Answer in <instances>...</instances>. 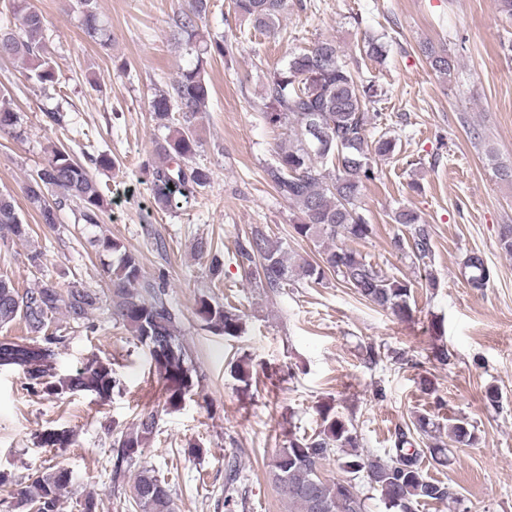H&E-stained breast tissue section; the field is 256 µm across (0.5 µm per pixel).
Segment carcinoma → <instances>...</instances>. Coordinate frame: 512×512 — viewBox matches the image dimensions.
Returning <instances> with one entry per match:
<instances>
[{
  "instance_id": "cac0c4a2",
  "label": "carcinoma",
  "mask_w": 512,
  "mask_h": 512,
  "mask_svg": "<svg viewBox=\"0 0 512 512\" xmlns=\"http://www.w3.org/2000/svg\"><path fill=\"white\" fill-rule=\"evenodd\" d=\"M286 0H232L233 12L256 31H277ZM72 9L80 14L85 37L103 49L111 45L110 30L102 20L97 0H74ZM210 9V0H191L188 8L174 12L173 37L196 54V63L182 68L167 88L151 94L149 112L156 124L169 130L153 141L154 159L142 168L150 184L155 204L171 210L210 186L212 171L196 162L202 148L199 126L212 105L211 87L205 79L203 56H226L232 44L224 37L205 40L200 27ZM430 67L441 77L452 80L456 61L445 49L424 48ZM0 59L22 63L25 80L41 88L59 83L45 18L32 0H8L5 19L0 22ZM382 90L361 78L351 68L334 40H322L311 48L292 54L267 78L264 99L269 111L265 121L286 125L292 140L276 151L266 173L276 192L297 212L292 224L294 237L320 247L319 258L308 261L288 252L281 241H274L264 227L253 225L237 238L235 254L245 280L272 294L297 282L321 284L334 275L362 299L389 311L398 321L412 319L414 284L389 276L367 261L350 243L370 238L374 226L362 212L360 196L366 182L375 179L374 162L394 154L395 139L382 134L368 140V126L377 113ZM318 125L320 140L309 138L307 127ZM0 133L24 134L21 113L0 102ZM88 164L78 161L63 147L46 152L42 164L27 179L24 194L40 223L54 228L60 212L74 211L75 222L96 227L104 223L109 203L89 167L108 170L116 166L110 153L86 154ZM393 221L409 228L411 238L394 239V247L410 249L415 259L427 264L432 253L429 227L417 212L399 208ZM30 226L23 223L14 197L0 192V241L24 240ZM95 245L109 257L105 264L112 289V320L130 331L138 344L149 350L164 404L178 407L185 396L200 387L201 376L183 342L180 316L166 298L164 278L145 279L138 257L121 243L98 238ZM201 254L212 255L209 274L217 279L223 272L219 254L212 243L196 244ZM470 287L481 290L490 280V269L483 258L471 254L464 262ZM100 295L91 288L76 286L62 290L42 281L23 291L0 278V328L16 321L26 325L30 336L21 340L0 339V367L21 371L27 390L42 398L85 393L102 400L118 387L112 362L95 359L69 373L57 371L58 316L66 324L94 330L91 313L99 308ZM196 313L206 329L226 338H237L244 331L240 309L207 298H200ZM231 375L247 391L257 383L251 359L243 356L231 366ZM320 427L311 435L288 431L286 443L276 450L270 475L274 485L288 499L289 512H316L314 503L326 512H366L365 498L350 478L327 479L323 461L338 451V468L348 474H363L367 484L380 495L386 512H416L421 503H444L451 498L448 485L428 478L420 466L427 454L438 464L447 462L446 443L440 438L425 448H410L409 432L396 434L392 455L384 458L361 450L360 438L352 420L334 407L318 410ZM157 429V413H143L136 423L121 431L114 440L116 459L111 481L120 487L125 468L139 469L126 493L134 512H175L169 483L152 467L140 464L147 442ZM451 442L471 447L478 442L475 426L458 419L448 428ZM47 448H66L73 442L69 430L50 429L40 436ZM74 485L72 472L64 467H48L27 476L14 493L13 512H60L63 499Z\"/></svg>"
}]
</instances>
